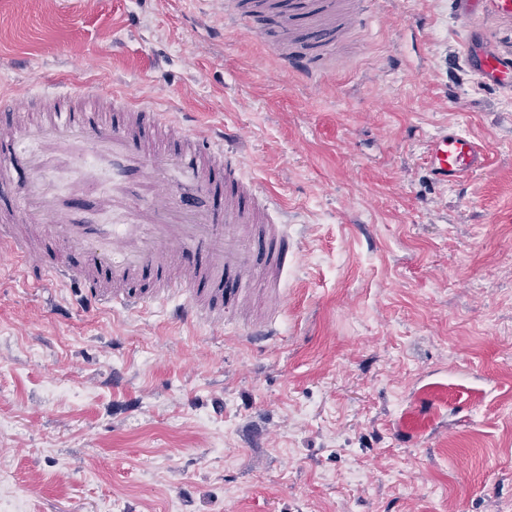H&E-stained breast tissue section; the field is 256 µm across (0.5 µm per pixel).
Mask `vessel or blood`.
<instances>
[{"label":"vessel or blood","instance_id":"vessel-or-blood-1","mask_svg":"<svg viewBox=\"0 0 512 512\" xmlns=\"http://www.w3.org/2000/svg\"><path fill=\"white\" fill-rule=\"evenodd\" d=\"M469 68L499 88L512 87V55L477 26L486 12L512 18V0H455ZM371 0H354L344 23L336 0H224L225 11L263 36L292 72L323 73L341 29L363 31ZM40 121L28 104L0 100V247L32 260L47 279L80 282L86 304L132 312L183 295L179 311L213 325L252 289L282 300L285 270L301 254L276 224L277 199L245 178L240 162L207 132L170 119L135 98L78 90L50 95ZM112 179V223L88 216L80 185L54 190L50 172L83 161ZM425 162L436 183L484 170L487 153L469 136L444 130L427 141ZM12 224H43L69 258L52 260L12 237Z\"/></svg>","mask_w":512,"mask_h":512}]
</instances>
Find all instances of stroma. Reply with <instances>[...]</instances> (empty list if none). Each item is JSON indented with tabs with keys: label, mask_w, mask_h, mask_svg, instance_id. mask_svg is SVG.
<instances>
[{
	"label": "stroma",
	"mask_w": 512,
	"mask_h": 512,
	"mask_svg": "<svg viewBox=\"0 0 512 512\" xmlns=\"http://www.w3.org/2000/svg\"><path fill=\"white\" fill-rule=\"evenodd\" d=\"M461 52L450 0H375L316 83L222 0H0L1 93L104 82L223 132L305 256L280 312L212 327L86 306L0 250V500L512 512V92ZM446 127L482 174L432 180Z\"/></svg>",
	"instance_id": "stroma-1"
}]
</instances>
